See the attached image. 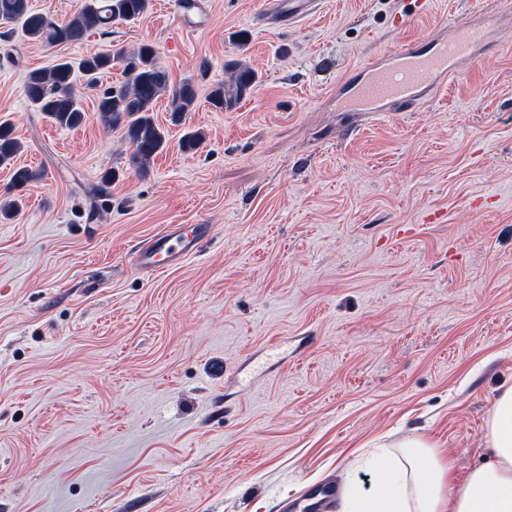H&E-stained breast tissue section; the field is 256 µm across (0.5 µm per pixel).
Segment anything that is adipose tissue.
Returning a JSON list of instances; mask_svg holds the SVG:
<instances>
[{
	"instance_id": "adipose-tissue-1",
	"label": "adipose tissue",
	"mask_w": 512,
	"mask_h": 512,
	"mask_svg": "<svg viewBox=\"0 0 512 512\" xmlns=\"http://www.w3.org/2000/svg\"><path fill=\"white\" fill-rule=\"evenodd\" d=\"M486 460L457 489L435 447L410 437L371 453L373 490L347 483L343 512H512V386L497 396L486 422Z\"/></svg>"
}]
</instances>
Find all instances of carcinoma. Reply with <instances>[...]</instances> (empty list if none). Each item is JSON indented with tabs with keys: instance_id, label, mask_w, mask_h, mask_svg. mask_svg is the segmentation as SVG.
I'll use <instances>...</instances> for the list:
<instances>
[{
	"instance_id": "obj_1",
	"label": "carcinoma",
	"mask_w": 512,
	"mask_h": 512,
	"mask_svg": "<svg viewBox=\"0 0 512 512\" xmlns=\"http://www.w3.org/2000/svg\"><path fill=\"white\" fill-rule=\"evenodd\" d=\"M151 0H89L81 10L65 20H56L32 10L29 0H0V20L20 24L21 33L29 39L47 46L72 44L84 40L94 32L105 34L118 21H134L150 8ZM120 61L125 80L106 88L98 97L97 112L102 123L110 129L122 130L132 147L128 166L137 174H148L153 159L167 143L165 130L154 118V108L159 97L171 92L170 120L179 125L186 113L196 107V91L191 82L170 89V74L156 61L154 48L142 44L129 53L112 55L95 53L77 62L58 59L47 68L27 73L26 96L31 105L61 128H77L85 120L74 87V72H81L86 84L96 86L101 75L112 70V62ZM257 77L254 70L243 64L234 66L228 82L213 86L208 102L218 110L235 109L254 91ZM205 135L200 130L183 136L180 147L194 152L203 144ZM21 145L14 137L8 121L0 122V167L13 162ZM42 177V172L22 166L13 168L11 185L21 189ZM119 177L115 170H108L100 177L92 195L95 198L110 195L112 182Z\"/></svg>"
}]
</instances>
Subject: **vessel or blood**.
Here are the masks:
<instances>
[{
    "label": "vessel or blood",
    "instance_id": "obj_1",
    "mask_svg": "<svg viewBox=\"0 0 512 512\" xmlns=\"http://www.w3.org/2000/svg\"><path fill=\"white\" fill-rule=\"evenodd\" d=\"M490 28L484 21L470 17L456 18L443 37L428 39L425 46L411 45L389 55L386 63L370 61L362 65L361 82L352 85L348 109L356 112H377L385 104L406 107L420 92L434 90L461 63L474 64L479 51L487 43ZM210 233L205 224L186 230L184 225L171 224L153 237L149 245L138 251L135 264L153 272L162 271L178 260L198 252L200 242ZM337 489L324 484L313 492L312 504H298L297 512H332Z\"/></svg>",
    "mask_w": 512,
    "mask_h": 512
}]
</instances>
